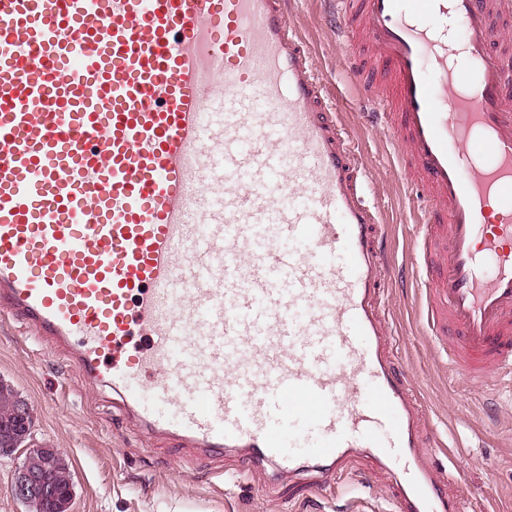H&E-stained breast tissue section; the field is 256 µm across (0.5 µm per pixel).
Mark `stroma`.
I'll return each instance as SVG.
<instances>
[{"instance_id": "stroma-1", "label": "stroma", "mask_w": 512, "mask_h": 512, "mask_svg": "<svg viewBox=\"0 0 512 512\" xmlns=\"http://www.w3.org/2000/svg\"><path fill=\"white\" fill-rule=\"evenodd\" d=\"M286 12L333 95L334 112L354 134L368 186L365 200L390 227L384 311L397 364L423 401L427 462L445 477L460 512H512V373L494 374L483 386L467 384L448 360L447 341L423 334L417 281L424 271L411 252L420 200L378 119L382 102L354 90L347 52L336 39L338 20L325 0H286ZM0 382L26 400L33 415L27 441L0 457V512H28L12 497L10 483L34 448H55L67 459L74 485L71 512H333L337 496L357 493L376 512L399 509L394 474L366 457L346 463L349 480L322 497L306 472L275 482L263 471L243 477L235 456L188 453L173 442L147 439L113 410L110 389L92 390L48 344L33 341L8 315L0 316Z\"/></svg>"}]
</instances>
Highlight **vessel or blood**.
<instances>
[{"instance_id":"b4317fda","label":"vessel or blood","mask_w":512,"mask_h":512,"mask_svg":"<svg viewBox=\"0 0 512 512\" xmlns=\"http://www.w3.org/2000/svg\"><path fill=\"white\" fill-rule=\"evenodd\" d=\"M285 0H0V311L155 438L271 479L406 463L458 512L380 305L389 238ZM422 206V317L512 371V0H336ZM146 348H126L133 330Z\"/></svg>"}]
</instances>
